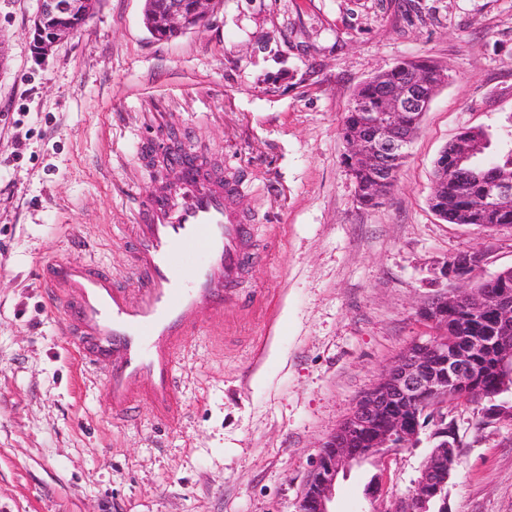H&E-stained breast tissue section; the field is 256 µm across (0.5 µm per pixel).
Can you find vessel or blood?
Masks as SVG:
<instances>
[{"label":"vessel or blood","instance_id":"obj_1","mask_svg":"<svg viewBox=\"0 0 512 512\" xmlns=\"http://www.w3.org/2000/svg\"><path fill=\"white\" fill-rule=\"evenodd\" d=\"M231 181L185 169L152 197L131 254L149 286L138 297L92 260L58 261L43 276L55 289L67 323L90 364L106 368L103 399L125 416L139 401L170 418L174 361L199 310L224 311L247 260L243 216L231 206ZM189 270V280L179 273Z\"/></svg>","mask_w":512,"mask_h":512}]
</instances>
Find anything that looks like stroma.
<instances>
[{
  "instance_id": "1",
  "label": "stroma",
  "mask_w": 512,
  "mask_h": 512,
  "mask_svg": "<svg viewBox=\"0 0 512 512\" xmlns=\"http://www.w3.org/2000/svg\"><path fill=\"white\" fill-rule=\"evenodd\" d=\"M145 0H98L40 58L37 0H0V512H297L323 443L381 372L432 336L419 307L447 257L512 267V227L450 224L428 206L434 162L463 129L488 159L512 143V0H222L169 40ZM405 59L448 69L372 208L342 164L355 90ZM183 145L241 185L251 256L224 313L201 312L175 355L171 419L117 420L42 286L91 259L129 288L148 151ZM461 442L451 512H512V422L449 414ZM428 446L339 478L334 512H394ZM386 471L382 496L364 489Z\"/></svg>"
}]
</instances>
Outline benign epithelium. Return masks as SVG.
I'll return each instance as SVG.
<instances>
[{
  "instance_id": "1",
  "label": "benign epithelium",
  "mask_w": 512,
  "mask_h": 512,
  "mask_svg": "<svg viewBox=\"0 0 512 512\" xmlns=\"http://www.w3.org/2000/svg\"><path fill=\"white\" fill-rule=\"evenodd\" d=\"M97 0H38L33 20L34 53L46 56L65 39L77 34L91 17ZM212 0H161L148 12L147 27L156 35L178 36L203 25ZM406 78L382 93L381 106L353 96L349 109L359 117L356 131L345 141L350 169L371 172L356 181L358 203L378 201L397 180L425 112L436 91L448 83L447 68L427 60L399 62ZM487 139L461 134L434 162L430 197L445 185L463 189L470 181L484 182L473 208L491 211L512 221V172H488L478 163ZM174 146L164 145L149 155L151 168L167 176L175 171ZM485 261L479 250L459 252L444 261L440 277L461 284L441 291L419 309L435 330L417 342L385 370L377 383L356 403L352 413L325 442L302 495L298 512H331L339 475L371 458H382L399 448L431 442L413 493L393 512H448V479L459 462L457 434L447 422L448 398L483 402L482 381L488 369L496 381L512 371V289L490 292L475 275ZM430 414L428 419L419 414ZM482 415L491 421H512V404L490 401Z\"/></svg>"
}]
</instances>
